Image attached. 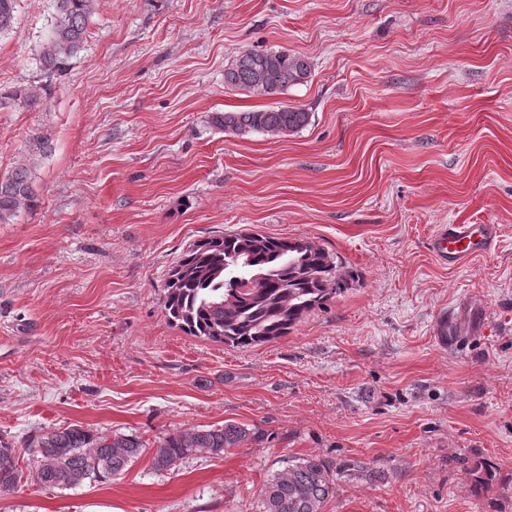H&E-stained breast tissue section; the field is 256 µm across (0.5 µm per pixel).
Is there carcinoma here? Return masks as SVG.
I'll return each mask as SVG.
<instances>
[{
  "instance_id": "1",
  "label": "carcinoma",
  "mask_w": 512,
  "mask_h": 512,
  "mask_svg": "<svg viewBox=\"0 0 512 512\" xmlns=\"http://www.w3.org/2000/svg\"><path fill=\"white\" fill-rule=\"evenodd\" d=\"M48 38L39 61L52 73L79 54L97 0H52ZM18 0H0V36L14 25ZM311 75L307 58L285 51L244 50L224 68V87L253 95L274 96L302 84ZM310 113L293 106L220 112L211 124L234 135H288L307 126ZM49 153L48 141L35 137L15 167L0 177V223L38 204L35 170ZM358 274L340 272L324 248L307 238H274L249 230L215 234L195 241L172 266L163 310L185 334L225 346L250 349L287 336L316 309L349 288ZM266 433L256 426L226 422L220 428L189 429L166 436L156 448L159 471L197 453L220 455L231 448L261 443ZM135 435H108L80 426L52 431L37 441L34 481L46 488L71 489L86 480L114 477L141 454ZM457 464L471 478L476 495L497 480V470L467 457ZM370 481L384 473L362 464L316 455L288 462L273 474L261 495L264 512H323L343 478ZM21 479L16 449L0 444V495L15 490Z\"/></svg>"
}]
</instances>
